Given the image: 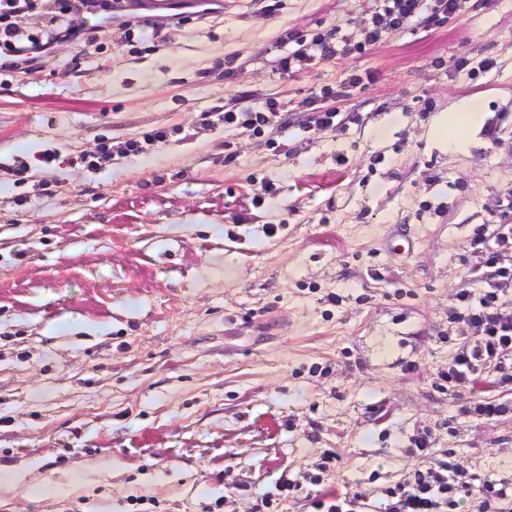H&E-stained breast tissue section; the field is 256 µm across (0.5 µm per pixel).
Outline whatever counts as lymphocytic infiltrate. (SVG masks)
Wrapping results in <instances>:
<instances>
[{"label":"lymphocytic infiltrate","instance_id":"lymphocytic-infiltrate-1","mask_svg":"<svg viewBox=\"0 0 512 512\" xmlns=\"http://www.w3.org/2000/svg\"><path fill=\"white\" fill-rule=\"evenodd\" d=\"M424 2L383 0L381 9L373 16L372 28L366 32L363 42L353 45V52L363 53L367 47L402 29L409 18L422 12ZM112 9V0H0V71L39 74L46 58L64 36L101 49L106 34L104 25L113 19ZM42 10L56 18L83 14L98 18L100 24L89 34L73 27L63 33L49 29L41 35L23 36L15 24L16 17ZM170 136V130L158 128L117 144L104 140L95 152L77 154L76 161L96 170L113 157L143 153L146 147L166 142ZM464 299L466 306L457 319L465 325L470 339L459 347L453 363L441 375L451 385L475 381L489 364L503 367L512 362V312L503 310L497 294L491 291L476 297L468 293ZM473 480V474L455 460L435 463L415 471L412 482L387 488L385 512H440L444 507L455 512L460 497L473 487Z\"/></svg>","mask_w":512,"mask_h":512}]
</instances>
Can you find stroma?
I'll return each mask as SVG.
<instances>
[{
	"label": "stroma",
	"mask_w": 512,
	"mask_h": 512,
	"mask_svg": "<svg viewBox=\"0 0 512 512\" xmlns=\"http://www.w3.org/2000/svg\"><path fill=\"white\" fill-rule=\"evenodd\" d=\"M380 6L217 0L181 27L145 10L101 51L63 40L39 76L0 75V470L18 475L0 512H313L342 492L384 512L386 487L450 457L512 487V412L466 411L512 405V379L440 378L462 294L512 309V0L281 68L288 33L354 44ZM472 96L476 145L439 149L433 122ZM269 98L263 133L200 124ZM177 126L192 139L74 161ZM19 160L37 166L21 184ZM184 135L183 139L192 136L189 130L182 128L153 129L142 134L138 139L131 138L117 144H112L110 140H102L94 153H79L76 155V163L84 165L91 170L99 169L102 165L112 162V158L117 156H131L143 153L146 146L166 142L171 135Z\"/></svg>",
	"instance_id": "1"
}]
</instances>
